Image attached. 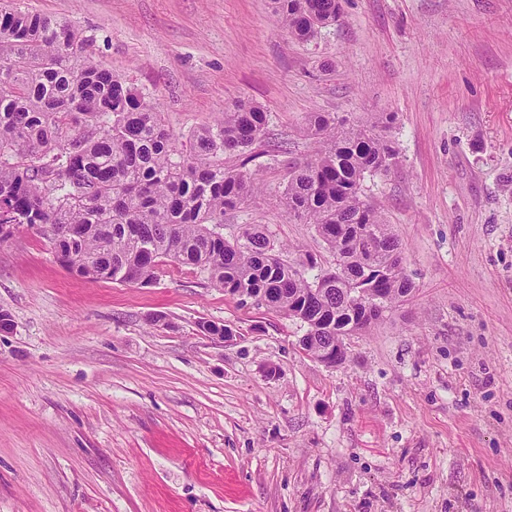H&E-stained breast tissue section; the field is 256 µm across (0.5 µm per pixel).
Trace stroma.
Here are the masks:
<instances>
[{"instance_id": "stroma-1", "label": "stroma", "mask_w": 512, "mask_h": 512, "mask_svg": "<svg viewBox=\"0 0 512 512\" xmlns=\"http://www.w3.org/2000/svg\"><path fill=\"white\" fill-rule=\"evenodd\" d=\"M71 22L176 135L240 100L287 153L225 234L321 253L279 198L312 112L394 115L399 163L366 199L416 285L346 361L300 322L176 263L153 284L0 241V512H512V0H340L295 39L270 0H17ZM225 325L231 337L203 331Z\"/></svg>"}]
</instances>
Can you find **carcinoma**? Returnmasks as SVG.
<instances>
[{"label": "carcinoma", "mask_w": 512, "mask_h": 512, "mask_svg": "<svg viewBox=\"0 0 512 512\" xmlns=\"http://www.w3.org/2000/svg\"><path fill=\"white\" fill-rule=\"evenodd\" d=\"M288 31L308 41L336 22L338 0H271ZM92 39L67 21L0 0V225L38 230L72 274L150 284L167 261L215 288L306 327L302 350L370 328L415 290L403 248L363 196L397 151L379 112L353 123L312 112L313 158L290 167L280 204L309 224L328 257L284 248L259 224L224 236V211L258 192L246 171L268 113L240 101L189 136L166 126L145 94L102 68ZM238 164L224 165V156Z\"/></svg>", "instance_id": "1"}]
</instances>
